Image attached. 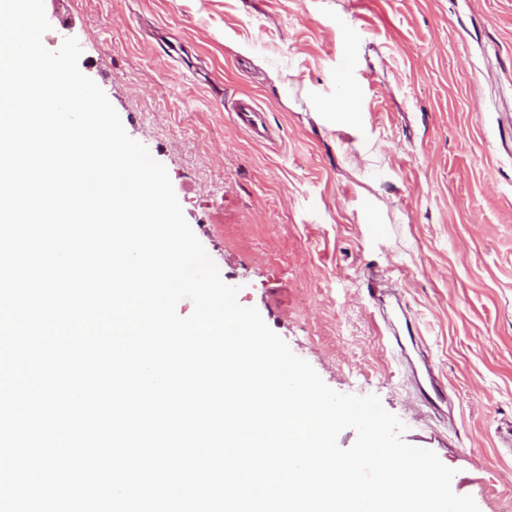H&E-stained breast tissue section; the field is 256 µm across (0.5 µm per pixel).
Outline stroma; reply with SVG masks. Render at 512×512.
<instances>
[{
    "label": "stroma",
    "mask_w": 512,
    "mask_h": 512,
    "mask_svg": "<svg viewBox=\"0 0 512 512\" xmlns=\"http://www.w3.org/2000/svg\"><path fill=\"white\" fill-rule=\"evenodd\" d=\"M49 50L165 165L242 306L377 395L480 512L512 505V0H44ZM260 105L255 141L233 100ZM397 284L453 402L418 410L365 290Z\"/></svg>",
    "instance_id": "obj_1"
}]
</instances>
